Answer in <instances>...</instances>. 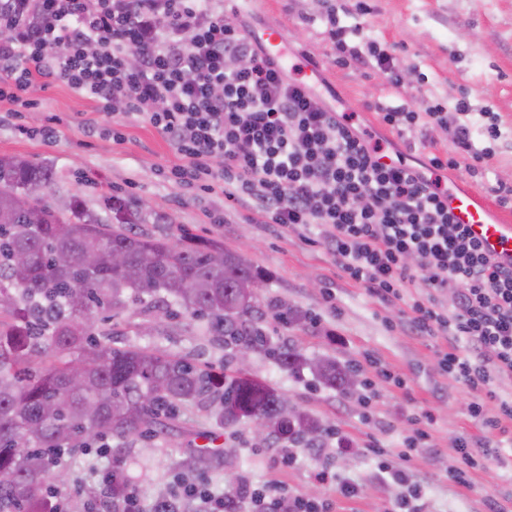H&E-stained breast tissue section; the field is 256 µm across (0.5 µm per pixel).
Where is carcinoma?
Segmentation results:
<instances>
[{
    "label": "carcinoma",
    "instance_id": "cac0c4a2",
    "mask_svg": "<svg viewBox=\"0 0 512 512\" xmlns=\"http://www.w3.org/2000/svg\"><path fill=\"white\" fill-rule=\"evenodd\" d=\"M54 171L15 156L0 157V512H50L48 494L65 489L46 460L55 450L87 448L110 437L122 447L161 415L186 403L224 418L231 403L242 418L288 414L276 389L250 378L224 377L188 360L99 338L94 318L129 302L177 307L207 321L217 336L266 352L284 370L309 368L323 385L346 390L335 362H308L292 348L273 349L254 304L240 288L260 279L241 255L213 240L172 242L134 230L136 211L112 196L105 208L122 215L107 224L83 202L64 211L49 200ZM43 190L39 199L32 191ZM125 252L112 267V250ZM274 318L289 326L306 315L283 303ZM291 435L314 445L319 425L303 414Z\"/></svg>",
    "mask_w": 512,
    "mask_h": 512
}]
</instances>
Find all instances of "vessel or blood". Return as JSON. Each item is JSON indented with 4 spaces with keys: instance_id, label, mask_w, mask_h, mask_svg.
Wrapping results in <instances>:
<instances>
[{
    "instance_id": "1",
    "label": "vessel or blood",
    "mask_w": 512,
    "mask_h": 512,
    "mask_svg": "<svg viewBox=\"0 0 512 512\" xmlns=\"http://www.w3.org/2000/svg\"><path fill=\"white\" fill-rule=\"evenodd\" d=\"M265 53L278 61L286 59L285 29H271L258 36ZM448 205L460 223L469 225L487 252L500 264H512V224L493 217L486 200L472 190L449 188Z\"/></svg>"
}]
</instances>
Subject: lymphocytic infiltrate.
<instances>
[{"label":"lymphocytic infiltrate","instance_id":"lymphocytic-infiltrate-1","mask_svg":"<svg viewBox=\"0 0 512 512\" xmlns=\"http://www.w3.org/2000/svg\"><path fill=\"white\" fill-rule=\"evenodd\" d=\"M320 19L340 66L380 69L391 90L401 78L390 55L342 24L328 6ZM364 39L351 47L347 36ZM136 64H129V54ZM54 79L93 99L101 111L121 105L145 116L182 157L171 175L186 188L224 185L229 199L249 197L267 223L306 231L321 241L344 275L384 303L407 302L406 326L441 340L442 371L474 392L469 412L499 430V441L458 438L462 467L452 481L486 467L512 447V395L496 383L512 377V266L495 263L456 221L439 172L485 153L472 138L465 100L455 152L431 154L425 169L384 163L377 148L313 88L290 78L260 44L224 22L219 0H0V99L27 106L26 92ZM367 109L400 135L427 136L444 123L442 105L412 109L377 99ZM223 167H215V160ZM498 414L487 417V401ZM283 486L243 487L249 512H278ZM197 501L224 512L223 497L196 485L147 503L128 489L121 512H183ZM290 512H332L329 500L287 499Z\"/></svg>","mask_w":512,"mask_h":512}]
</instances>
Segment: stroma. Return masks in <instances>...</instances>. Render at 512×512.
<instances>
[{
	"label": "stroma",
	"instance_id": "35a3bbf8",
	"mask_svg": "<svg viewBox=\"0 0 512 512\" xmlns=\"http://www.w3.org/2000/svg\"><path fill=\"white\" fill-rule=\"evenodd\" d=\"M370 14L356 16L364 33L377 38L409 78L399 102L418 106L425 100L466 97L473 112L487 113L501 136L475 145L487 149L486 176L472 174L468 159L449 171V182L491 195L497 184L512 187V0H367ZM323 0H224V16L251 33L282 27L288 31V72L311 79L310 63L322 73L314 89L338 112L352 114L361 129L381 138L388 152H398L419 166L430 152L453 151L451 127L429 132L425 145L409 146L396 131L381 125L365 107L388 96L381 71L337 66L336 52L313 17ZM30 106L0 101V156H17L51 166L55 183L50 199L60 208L81 199L104 221H113L102 200L122 199L141 214V231L176 238L182 232L244 252L260 271L262 302L279 301L305 313V326H284L265 315L261 326L272 345L295 347L306 358L329 359L356 380L341 392L319 383L310 371L295 375L264 353L253 354L247 373L278 390L289 403L324 429L317 447L293 445L294 467L271 465L276 446L257 440L248 423L225 424L209 408L182 406L156 430L131 440L123 451L130 486L146 501L174 494L180 485H203L226 493L225 470L239 483H282L290 491L320 501L332 499L335 512H392L405 490L382 474L372 445L389 449L390 468H405L422 481L427 512H489L490 499L512 497V452H503L489 469L471 473L469 484L451 481L460 466L453 453L456 438H497L498 433L472 419V393L438 366L437 343L404 326L405 305H384L359 283L346 278L322 245L318 227L298 234L265 223L250 200L230 201L221 189L188 191L168 180L180 156L143 117L99 112L96 102L75 95L64 83L49 80L28 94ZM120 122L124 141L107 129ZM54 124L53 141L20 135L18 125L32 129ZM118 345L146 348L183 357L216 376L238 371L237 349L209 331L205 320L134 302L104 324ZM390 371L405 382L397 388L382 377ZM430 415L429 447L408 458L399 452L416 415ZM345 448H337V440ZM69 474V512H99L108 496L105 477L115 467L112 454L88 448L63 459ZM326 470L331 481L317 472ZM358 484L356 496L339 493V483Z\"/></svg>",
	"mask_w": 512,
	"mask_h": 512
}]
</instances>
